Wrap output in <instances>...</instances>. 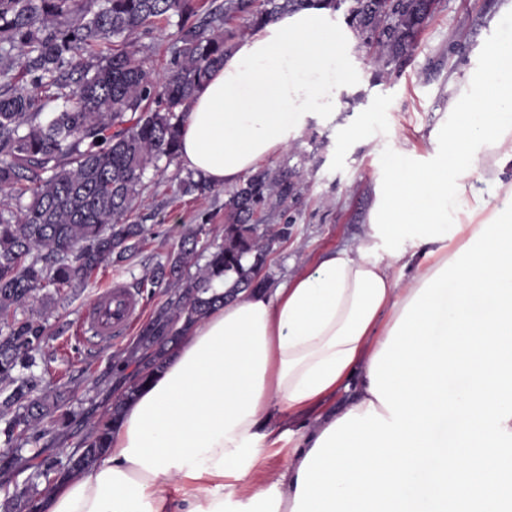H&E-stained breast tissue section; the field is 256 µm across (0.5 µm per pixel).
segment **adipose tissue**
Masks as SVG:
<instances>
[{"instance_id":"ef3b65f1","label":"adipose tissue","mask_w":512,"mask_h":512,"mask_svg":"<svg viewBox=\"0 0 512 512\" xmlns=\"http://www.w3.org/2000/svg\"><path fill=\"white\" fill-rule=\"evenodd\" d=\"M356 42L320 4L255 29L195 91L182 166L236 186L306 114L335 105L336 65ZM483 58L432 132V168L413 170L395 147L361 238L196 322L125 407L109 448L43 496L42 512H291L318 438L373 402L369 368L404 306L479 231L487 203L470 176L512 195V0ZM339 394L344 409L328 408ZM283 440L287 465L260 474L261 451ZM230 476L249 485L246 499L225 496Z\"/></svg>"}]
</instances>
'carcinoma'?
Returning a JSON list of instances; mask_svg holds the SVG:
<instances>
[{
  "mask_svg": "<svg viewBox=\"0 0 512 512\" xmlns=\"http://www.w3.org/2000/svg\"><path fill=\"white\" fill-rule=\"evenodd\" d=\"M362 45L379 49L381 70L412 50L435 8L432 0H324ZM308 0H0V460L36 449L33 477L63 469L87 471L109 446L111 424L137 390L130 382L112 406L78 437L67 458L51 450L55 426L72 414L66 392L30 372L36 357L49 366L47 303L83 288L114 262L135 253L151 234L129 221L149 168L178 158L181 127L195 90L223 63L243 29L254 30ZM178 17L163 78L145 67L140 43L155 24ZM237 19L244 28L231 27ZM53 107L45 120L43 111ZM296 166L259 169L225 192L222 242L209 241V214L181 236L178 247L137 283L167 299L121 360L116 377L160 368L169 347L213 305L244 288H267L259 261L295 223L290 204L301 195ZM215 188L186 172L177 192L206 197ZM278 213L282 227L262 224ZM204 264H199V261ZM224 278L228 289L212 291ZM40 307L19 318L33 302Z\"/></svg>",
  "mask_w": 512,
  "mask_h": 512,
  "instance_id": "carcinoma-1",
  "label": "carcinoma"
}]
</instances>
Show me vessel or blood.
<instances>
[{
	"label": "vessel or blood",
	"mask_w": 512,
	"mask_h": 512,
	"mask_svg": "<svg viewBox=\"0 0 512 512\" xmlns=\"http://www.w3.org/2000/svg\"><path fill=\"white\" fill-rule=\"evenodd\" d=\"M139 311L137 295L120 282H113L85 306L79 335L97 346L112 344L126 333Z\"/></svg>",
	"instance_id": "vessel-or-blood-1"
}]
</instances>
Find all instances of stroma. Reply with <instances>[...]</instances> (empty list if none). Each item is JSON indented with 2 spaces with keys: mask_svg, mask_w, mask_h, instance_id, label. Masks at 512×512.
I'll return each instance as SVG.
<instances>
[{
  "mask_svg": "<svg viewBox=\"0 0 512 512\" xmlns=\"http://www.w3.org/2000/svg\"><path fill=\"white\" fill-rule=\"evenodd\" d=\"M503 2L438 0L409 57L391 72L376 74L372 50L361 45L342 61L350 80L337 91L335 106L310 113L288 147L266 162L272 169L297 164L302 171L296 222L289 238L276 245L268 267L274 283L285 281L301 259L321 260L364 234L375 181L394 145L405 144L418 166L430 164V134L468 70L480 64L482 47L495 40ZM184 173L177 160L162 171L147 170L146 188L131 219L152 228V235L134 257L100 271L86 287L54 304L46 346L57 356L52 382L72 396L78 415L74 428L59 429L56 452L67 453L76 432H87V410L115 402L108 361L138 339L133 331L108 348L76 340L84 307L112 282L135 286L164 261L199 213L224 206L220 188L204 199L176 195L177 179Z\"/></svg>",
  "mask_w": 512,
  "mask_h": 512,
  "instance_id": "1",
  "label": "stroma"
}]
</instances>
